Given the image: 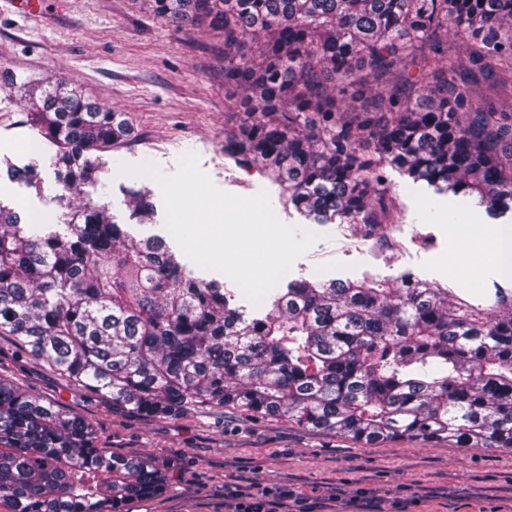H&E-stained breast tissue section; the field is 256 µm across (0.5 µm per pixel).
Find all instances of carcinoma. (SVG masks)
Segmentation results:
<instances>
[{
	"mask_svg": "<svg viewBox=\"0 0 512 512\" xmlns=\"http://www.w3.org/2000/svg\"><path fill=\"white\" fill-rule=\"evenodd\" d=\"M160 19L224 29V85L240 115L224 151L265 170L316 224L395 223L385 169L512 211V0H142ZM464 58L448 55V43ZM24 90L57 146L66 224L35 228L0 200V336L88 390L146 415L196 403L287 416L377 444L396 438L512 449V289L479 308L411 274L292 280L245 316L165 239L137 238L87 188L127 118L63 81ZM41 191L30 167L0 162ZM129 219L154 215L127 191ZM146 456L98 446L95 426L0 376V500L12 512H124L161 493Z\"/></svg>",
	"mask_w": 512,
	"mask_h": 512,
	"instance_id": "1",
	"label": "carcinoma"
}]
</instances>
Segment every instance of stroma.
<instances>
[{
    "label": "stroma",
    "instance_id": "1",
    "mask_svg": "<svg viewBox=\"0 0 512 512\" xmlns=\"http://www.w3.org/2000/svg\"><path fill=\"white\" fill-rule=\"evenodd\" d=\"M222 51L220 32L176 28L141 9L140 0H43L34 15L0 0V73L15 72L33 85L66 81L130 118L131 137L106 156L100 200L133 236L169 232L161 213L151 224L129 221L124 188L155 185L131 167L151 163L171 173L192 152L218 189L243 197L267 193L280 221L318 234L286 280L370 278L396 286L409 272L475 301L512 289V278L493 270L483 249L499 225H512L511 211L488 214L475 199L434 194L426 183L387 169L386 202L399 214L406 243L397 251L386 233L305 220L264 171L225 155L224 134L239 118L224 106L230 90ZM27 110L22 90L0 89V159L36 163L43 189L1 177L0 198L57 225L65 208L56 200L55 149L28 150L40 134L25 123ZM0 375L91 420L107 451L149 456L166 473L165 493L135 500L126 512H232V493L258 484L271 490L268 512H512V449L407 438L370 445L288 417L206 404L177 417L145 416L70 382L5 338Z\"/></svg>",
    "mask_w": 512,
    "mask_h": 512
}]
</instances>
